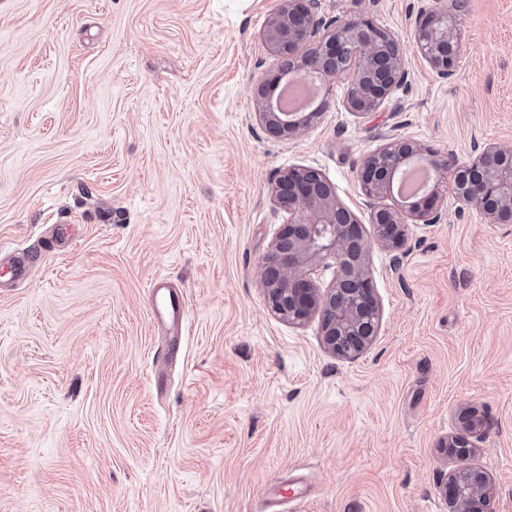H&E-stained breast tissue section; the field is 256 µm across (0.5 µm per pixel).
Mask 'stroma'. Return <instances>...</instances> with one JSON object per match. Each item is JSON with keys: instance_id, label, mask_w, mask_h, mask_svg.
<instances>
[{"instance_id": "1", "label": "stroma", "mask_w": 512, "mask_h": 512, "mask_svg": "<svg viewBox=\"0 0 512 512\" xmlns=\"http://www.w3.org/2000/svg\"><path fill=\"white\" fill-rule=\"evenodd\" d=\"M280 4L0 0V246L42 253L0 285V512H448L438 443L467 405L489 508L512 512V224L450 195L402 250L371 241L381 323L355 359L260 286L281 170L364 220L357 170L389 139L512 146V0H467L448 79L412 46L431 0H322L394 33L407 76L364 116L336 76L291 140L254 115ZM159 278L188 301L174 349Z\"/></svg>"}]
</instances>
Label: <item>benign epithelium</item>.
<instances>
[{
  "instance_id": "7a95c632",
  "label": "benign epithelium",
  "mask_w": 512,
  "mask_h": 512,
  "mask_svg": "<svg viewBox=\"0 0 512 512\" xmlns=\"http://www.w3.org/2000/svg\"><path fill=\"white\" fill-rule=\"evenodd\" d=\"M454 12L440 0L417 14L413 47L442 77L453 75L461 48L455 14L465 0H452ZM321 0H281L279 9L267 20L264 41L279 55L291 58L296 47L319 39L320 49L302 65L321 71L330 84L344 72L339 60H358L349 73L346 107L359 115L376 111L406 78L405 51L393 33L370 19L338 23L332 27L320 15ZM256 119L270 135L288 139L300 134L315 113L273 111V99H256ZM416 158L429 161L434 171L450 175L459 200L484 213L493 224H512V147L487 146L473 159L459 162L440 155L420 143L398 138L367 156L358 171L361 190L370 208L369 223L376 239L390 248L406 240L407 219L436 224L442 218L437 205L439 184H434L421 201L396 206L382 203L391 195L396 174ZM271 194L288 213V223L265 256L261 288L271 310L292 324H301L318 313L322 339L328 350L340 358L359 357L377 336L381 313L367 265L368 241L354 212L336 197L334 186L320 172L290 167L276 177ZM332 259L336 278L322 290L310 277L311 271ZM465 431L450 436L443 444L448 455L464 460L472 447L470 439L485 433L486 422L475 410L458 414ZM449 512H487L493 496L488 475L462 465L441 482Z\"/></svg>"
}]
</instances>
